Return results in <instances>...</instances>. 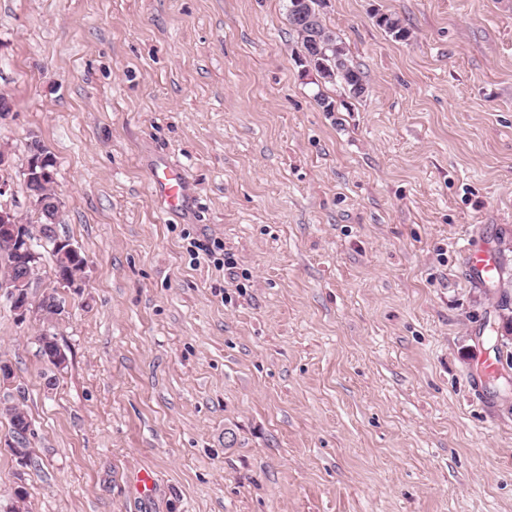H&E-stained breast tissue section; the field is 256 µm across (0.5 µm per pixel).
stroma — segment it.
<instances>
[{
  "mask_svg": "<svg viewBox=\"0 0 512 512\" xmlns=\"http://www.w3.org/2000/svg\"><path fill=\"white\" fill-rule=\"evenodd\" d=\"M287 8L0 0V204L38 223L40 138L86 258L62 367L0 297V512L19 480L22 512H512V0H328L351 100L298 62ZM484 249L502 279L470 269ZM374 17L376 24L395 40L407 41L410 39V30L399 17L387 13H378ZM336 40V56L339 54L347 65L344 64L342 76H337L336 85H340L345 95L351 99H359L365 95L368 86L364 72L353 63L349 56V50L346 44L338 35H334ZM150 182L166 209L181 210L185 207V180L179 170L157 166L151 171ZM22 411L14 409L11 413L10 423L15 444L23 450L24 455L28 459V464L31 465L32 457L30 456L28 437L27 434H23V432H29L30 422L28 420L27 413L23 409ZM19 459L21 464L26 466V459L23 457H19Z\"/></svg>",
  "mask_w": 512,
  "mask_h": 512,
  "instance_id": "obj_1",
  "label": "stroma"
}]
</instances>
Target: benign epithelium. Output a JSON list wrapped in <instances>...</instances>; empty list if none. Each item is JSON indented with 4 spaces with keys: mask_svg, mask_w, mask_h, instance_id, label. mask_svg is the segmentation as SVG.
I'll return each instance as SVG.
<instances>
[{
    "mask_svg": "<svg viewBox=\"0 0 512 512\" xmlns=\"http://www.w3.org/2000/svg\"><path fill=\"white\" fill-rule=\"evenodd\" d=\"M53 160L45 147L38 140L30 142V150L24 160L22 174L30 184L28 194L29 205L44 217V222L36 226L23 224L15 216V212L3 205L0 207V238L9 242L17 252L33 261L37 252L31 244L32 228L40 230L42 242L49 243L62 255L76 257L79 249L70 240L62 238L57 232L61 200L58 195L47 196L43 191L47 181L53 178L54 172L49 165ZM36 266L22 263L0 268V295L5 297L14 307L18 319L24 321H42L45 317L43 307L52 294L49 286L40 277L33 274Z\"/></svg>",
    "mask_w": 512,
    "mask_h": 512,
    "instance_id": "benign-epithelium-1",
    "label": "benign epithelium"
}]
</instances>
